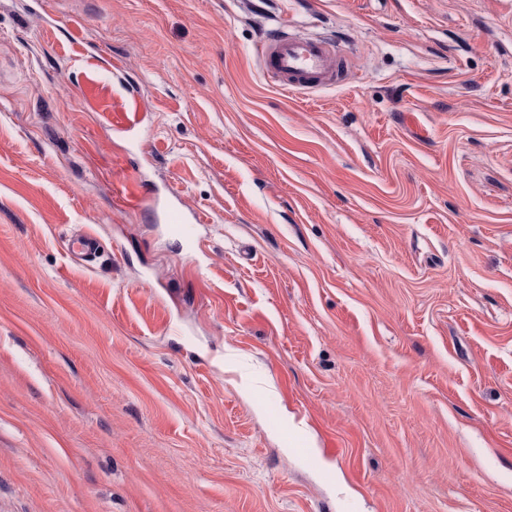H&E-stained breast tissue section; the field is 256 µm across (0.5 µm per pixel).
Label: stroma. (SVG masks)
Listing matches in <instances>:
<instances>
[{"label": "stroma", "instance_id": "obj_1", "mask_svg": "<svg viewBox=\"0 0 512 512\" xmlns=\"http://www.w3.org/2000/svg\"><path fill=\"white\" fill-rule=\"evenodd\" d=\"M0 512H512V0H0ZM264 73L285 90L341 84L348 72L347 59L327 42L292 35L277 29L262 43ZM203 222L202 216L196 211L186 212L178 195L173 193V201L166 208V223L170 231L186 242L190 249H194L197 243V228Z\"/></svg>", "mask_w": 512, "mask_h": 512}]
</instances>
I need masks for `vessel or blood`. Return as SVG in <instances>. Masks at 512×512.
<instances>
[{"label":"vessel or blood","mask_w":512,"mask_h":512,"mask_svg":"<svg viewBox=\"0 0 512 512\" xmlns=\"http://www.w3.org/2000/svg\"><path fill=\"white\" fill-rule=\"evenodd\" d=\"M260 62L268 77L286 90L319 88L342 83L348 62L327 42L275 30L262 43ZM203 221L194 211H185L180 201L166 208L170 231L188 245H196L197 228Z\"/></svg>","instance_id":"vessel-or-blood-1"}]
</instances>
